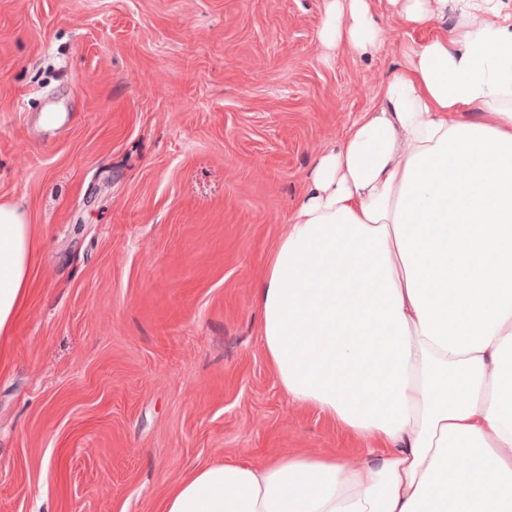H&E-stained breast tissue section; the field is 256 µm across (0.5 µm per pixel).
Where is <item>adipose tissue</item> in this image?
Returning <instances> with one entry per match:
<instances>
[{
    "instance_id": "obj_1",
    "label": "adipose tissue",
    "mask_w": 512,
    "mask_h": 512,
    "mask_svg": "<svg viewBox=\"0 0 512 512\" xmlns=\"http://www.w3.org/2000/svg\"><path fill=\"white\" fill-rule=\"evenodd\" d=\"M409 44L379 108L319 161L256 290L279 385L375 440L363 461L286 454L193 472L162 512H512V0ZM329 50H378L370 0H326ZM35 280L31 226L0 204V336ZM495 460L498 482L458 467Z\"/></svg>"
}]
</instances>
